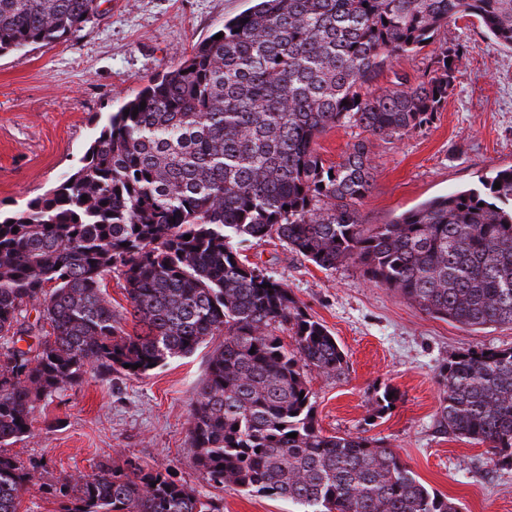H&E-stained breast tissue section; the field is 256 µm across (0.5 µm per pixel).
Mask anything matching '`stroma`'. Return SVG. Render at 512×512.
<instances>
[{
    "label": "stroma",
    "mask_w": 512,
    "mask_h": 512,
    "mask_svg": "<svg viewBox=\"0 0 512 512\" xmlns=\"http://www.w3.org/2000/svg\"><path fill=\"white\" fill-rule=\"evenodd\" d=\"M252 0H100L98 17L67 38L0 55V210L15 211L56 186L78 164L95 126L150 80L180 64L195 43L248 9ZM465 43V65L429 126L401 140L365 138L338 126L317 141L329 163L369 141L375 185L364 200L368 223L386 224L426 200L477 185L512 165V50L478 19L449 24L420 53L394 59L379 78L417 77L447 43ZM249 261L282 282L346 354L342 375L307 374L314 416L325 434H361L397 452L426 486L462 512H512V467L490 448L438 424V373L457 352L512 347L511 325L472 330L424 314L399 294L370 283L360 264L325 271L278 239L247 245ZM213 337L187 358L145 377L82 383L38 403L32 436L6 447L21 461L45 458L43 479L91 475L102 461L127 459L173 468L196 491L222 497L224 512H298L278 499L211 485L197 470L187 429L195 387ZM396 391L394 408L372 418L377 391Z\"/></svg>",
    "instance_id": "obj_1"
}]
</instances>
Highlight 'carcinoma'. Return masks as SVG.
Masks as SVG:
<instances>
[{
	"instance_id": "carcinoma-1",
	"label": "carcinoma",
	"mask_w": 512,
	"mask_h": 512,
	"mask_svg": "<svg viewBox=\"0 0 512 512\" xmlns=\"http://www.w3.org/2000/svg\"><path fill=\"white\" fill-rule=\"evenodd\" d=\"M98 14L99 0H0V54L72 35ZM465 17L512 49V0H256L111 113L63 181L0 215V447L30 435L36 403L80 384L88 367L102 380L140 378L222 336L188 421L212 485L303 512H461L380 441L323 433L306 373L339 375L345 354L242 251L276 237L324 270L358 262L434 318L512 325V166L368 224L367 141L336 164L316 148L336 126L391 141L431 124L464 66L461 44L413 82L378 81L392 58ZM109 274L124 282L120 311ZM25 336L36 343L22 349ZM438 378L440 425L512 465V347L459 352ZM389 392L372 416L394 407ZM43 471L0 452V512H19L36 484L59 512H224L170 470L130 460L60 485Z\"/></svg>"
}]
</instances>
